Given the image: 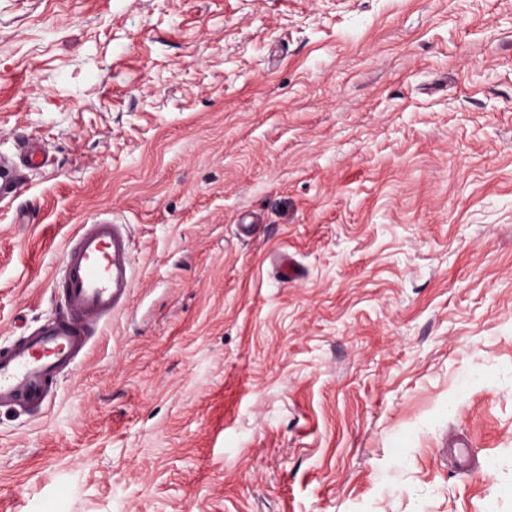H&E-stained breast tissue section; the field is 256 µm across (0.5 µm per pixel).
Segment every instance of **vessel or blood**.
<instances>
[{
  "instance_id": "vessel-or-blood-1",
  "label": "vessel or blood",
  "mask_w": 512,
  "mask_h": 512,
  "mask_svg": "<svg viewBox=\"0 0 512 512\" xmlns=\"http://www.w3.org/2000/svg\"><path fill=\"white\" fill-rule=\"evenodd\" d=\"M132 247L124 225L107 219L79 225L65 247L54 287L65 311L0 348V408L49 407L63 373L86 355L100 326L128 302Z\"/></svg>"
}]
</instances>
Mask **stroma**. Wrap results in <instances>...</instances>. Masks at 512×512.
I'll return each instance as SVG.
<instances>
[{"label": "stroma", "instance_id": "obj_1", "mask_svg": "<svg viewBox=\"0 0 512 512\" xmlns=\"http://www.w3.org/2000/svg\"><path fill=\"white\" fill-rule=\"evenodd\" d=\"M31 139L0 347L78 225L135 284L0 411V512H512V0H0Z\"/></svg>", "mask_w": 512, "mask_h": 512}]
</instances>
